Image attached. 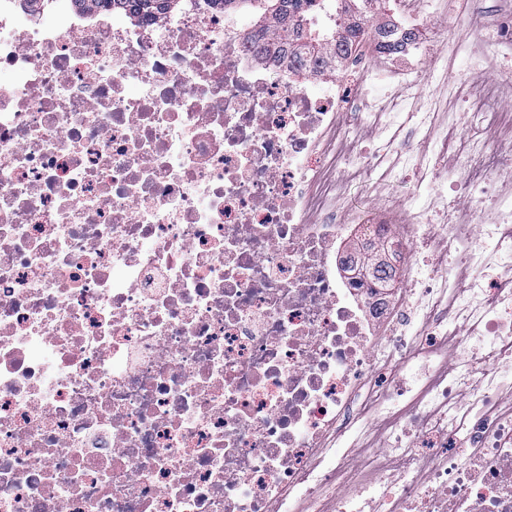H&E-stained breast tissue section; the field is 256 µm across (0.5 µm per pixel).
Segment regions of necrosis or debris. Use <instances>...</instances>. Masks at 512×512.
<instances>
[{"mask_svg":"<svg viewBox=\"0 0 512 512\" xmlns=\"http://www.w3.org/2000/svg\"><path fill=\"white\" fill-rule=\"evenodd\" d=\"M399 10L398 49L297 72L207 0L53 26L0 0V512H512V5L488 53L450 42V167L378 92L437 25ZM355 111L394 130L344 167ZM389 154L447 184L442 219L384 194ZM353 231L398 283L346 269ZM370 191L366 185L360 182H346L340 200L341 207H358L367 203Z\"/></svg>","mask_w":512,"mask_h":512,"instance_id":"4bbe7bcc","label":"necrosis or debris"}]
</instances>
